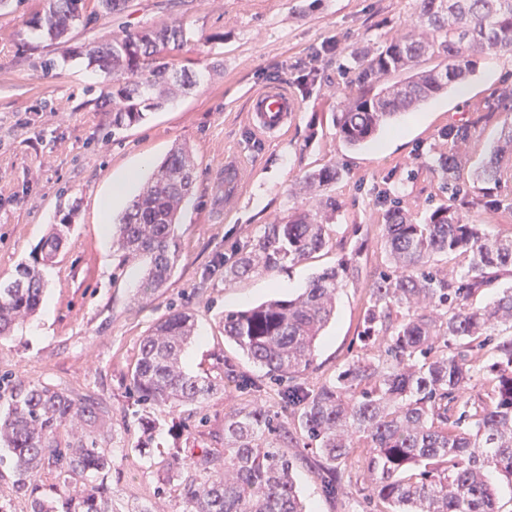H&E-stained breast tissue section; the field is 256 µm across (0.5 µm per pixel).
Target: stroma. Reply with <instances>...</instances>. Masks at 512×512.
<instances>
[{
    "mask_svg": "<svg viewBox=\"0 0 512 512\" xmlns=\"http://www.w3.org/2000/svg\"><path fill=\"white\" fill-rule=\"evenodd\" d=\"M43 0H0V277L33 263L50 225L71 230L53 262L43 265V301L35 316L0 337V414L20 384L43 385L95 402V419L63 427L61 444L89 433L112 459L107 481L117 512L163 507L182 512L176 496L159 499L164 464L177 450H224V416L254 405L287 429L296 423L281 394L330 383L361 352L358 335L369 286L385 260L380 191L401 196L421 216L443 202L428 164L440 133L473 119V106L512 84V53L478 58L465 90L400 115L364 147L351 150L336 135L354 49H374L410 30L416 0H126L112 16L78 21L63 39L31 29ZM174 20L189 41L164 51L190 85L174 84L161 108L141 122L113 128L112 79L86 54L125 33ZM338 50L322 54L324 45ZM282 86L300 110L287 133L265 139L248 124L254 91ZM193 154L196 180L180 212L179 261L167 282L142 296L143 266L112 251L101 234L98 204L114 179L142 157L160 164L176 145ZM239 153L240 197L224 196V155ZM337 162L344 177L326 192L341 204L327 246L307 260L284 262L268 273L228 281L224 267L255 243L266 224L285 218L306 199L297 186L305 172ZM356 257L336 312L317 342L313 366L293 383L276 384L235 345L221 318L269 295H297L312 276ZM195 317V342L184 354L190 372L221 384L203 406L205 426L185 428L188 407L158 412L152 448L138 452L140 407L130 384L139 343L170 310ZM247 380L224 384L226 368ZM286 453L307 512H366L368 483L360 455L329 477L318 451L294 437Z\"/></svg>",
    "mask_w": 512,
    "mask_h": 512,
    "instance_id": "1",
    "label": "stroma"
}]
</instances>
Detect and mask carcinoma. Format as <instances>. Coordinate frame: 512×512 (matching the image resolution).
Listing matches in <instances>:
<instances>
[{"label": "carcinoma", "instance_id": "cac0c4a2", "mask_svg": "<svg viewBox=\"0 0 512 512\" xmlns=\"http://www.w3.org/2000/svg\"><path fill=\"white\" fill-rule=\"evenodd\" d=\"M89 2L46 0L32 25L62 38ZM184 41L182 24H163L88 50L106 75L123 77L112 92L119 100L114 127L134 124L145 111L161 107L155 91L168 82L170 67L157 47L178 48ZM502 51H512V0H417L412 33L354 53L334 114L336 135L348 148L362 147L398 115L464 82L474 58ZM440 137L447 151L438 152L431 170L448 190V202L421 221L398 203L381 214L386 263L370 284L359 336L363 348L377 355L353 360L335 381L310 394L294 388L286 394L302 435L328 470H338L358 450L364 453L369 512H500L492 474L512 484V288L483 307L471 303L491 282L492 270L512 268V235L490 238L463 214L465 205L512 202V123L504 125L476 170L468 167L470 124L451 125ZM194 170L189 148H174L115 225L113 248L128 259H146L145 297L175 268L179 212L193 192ZM342 175L335 163L305 173L301 182L317 196L315 205L267 225L224 268V279L271 272L286 260L299 262L322 250L340 208L322 190ZM69 229L51 228L40 248L42 261L55 258ZM442 255L464 257L466 270L441 267ZM358 272L356 258L344 259L312 277L293 298L227 310L224 337L268 375L293 378L313 364L316 341L335 314L336 293ZM43 290L36 263L0 281L1 336L36 313ZM194 333L193 315L175 310L140 342L130 382L141 406L144 448L158 425L155 411L163 407L193 406L197 425H204L200 409L218 385L183 367ZM487 347L493 359L484 367L480 351ZM482 367L489 375L486 393L459 401ZM94 414L92 402L77 403L47 386H21L10 394L0 418V446L14 460L15 491L28 497L30 512H113L112 488L100 480L110 458L89 434L79 448H62L57 441L62 426ZM289 437L259 406L225 415L224 454L202 450L189 467L176 471L185 512H306L293 462L281 451ZM46 466L57 471L56 497L37 495Z\"/></svg>", "mask_w": 512, "mask_h": 512}]
</instances>
